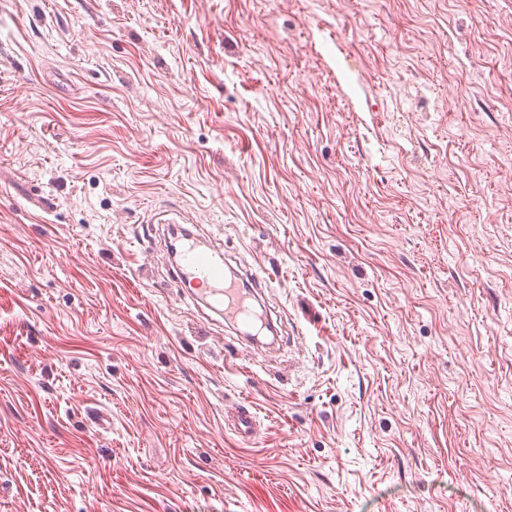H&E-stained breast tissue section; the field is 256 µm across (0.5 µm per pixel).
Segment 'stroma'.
<instances>
[{"label":"stroma","instance_id":"stroma-1","mask_svg":"<svg viewBox=\"0 0 512 512\" xmlns=\"http://www.w3.org/2000/svg\"><path fill=\"white\" fill-rule=\"evenodd\" d=\"M0 512H512V0H0ZM196 234L186 232L170 243L176 249L178 262L171 276L174 288H179L183 298H189L196 306L204 305L230 328L237 325L248 327L252 338L267 327L268 318L253 308L252 300L257 292L269 287L270 276L255 270L244 269L243 274L228 279L224 274L227 258L221 247L203 242ZM253 405L240 401L234 415V431L242 437H251L254 431L255 414Z\"/></svg>","mask_w":512,"mask_h":512}]
</instances>
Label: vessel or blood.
<instances>
[{
  "label": "vessel or blood",
  "instance_id": "obj_1",
  "mask_svg": "<svg viewBox=\"0 0 512 512\" xmlns=\"http://www.w3.org/2000/svg\"><path fill=\"white\" fill-rule=\"evenodd\" d=\"M175 249L178 261L171 281L183 297L204 305L224 318L229 326L242 325L256 333L266 328L267 316L254 309L253 299L257 292L268 287V274L247 269L237 277L226 278L227 258L223 249L189 232L177 238ZM254 422L252 405L244 401L238 403L233 424L235 432L243 437L252 436Z\"/></svg>",
  "mask_w": 512,
  "mask_h": 512
}]
</instances>
